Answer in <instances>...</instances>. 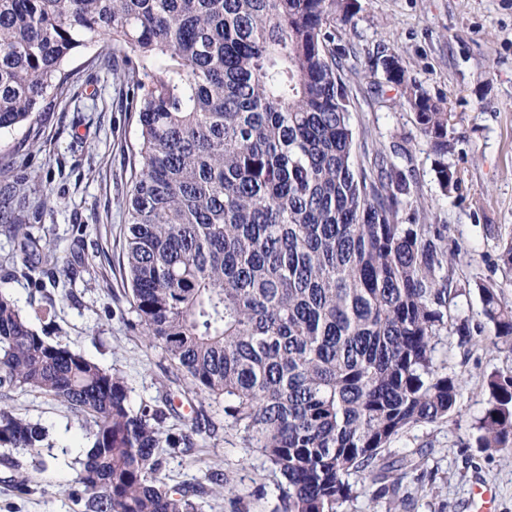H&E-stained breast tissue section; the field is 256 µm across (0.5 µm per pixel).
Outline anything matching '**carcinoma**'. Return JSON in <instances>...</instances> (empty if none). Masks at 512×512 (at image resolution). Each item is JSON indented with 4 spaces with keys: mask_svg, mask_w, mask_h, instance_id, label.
<instances>
[{
    "mask_svg": "<svg viewBox=\"0 0 512 512\" xmlns=\"http://www.w3.org/2000/svg\"><path fill=\"white\" fill-rule=\"evenodd\" d=\"M351 17L346 0H0V133L64 90L77 49L112 44L139 127L122 202L132 328L279 471L285 512H336L352 473L406 467L384 461L387 444L458 402L435 360L455 252L436 225L401 222L413 201L392 157L355 161L347 81L360 70L336 44ZM378 70L433 150L452 151L444 101L393 54ZM436 177L458 183L444 162ZM5 231L24 261L54 262L26 225ZM481 292L491 344L512 348V305ZM487 387L479 444L512 458V376ZM12 392L85 418L83 512H203V489L158 477L164 449L193 447L198 418L170 432V398L133 407L120 371L48 341L0 293V403ZM45 438L0 408V448L39 456Z\"/></svg>",
    "mask_w": 512,
    "mask_h": 512,
    "instance_id": "carcinoma-1",
    "label": "carcinoma"
}]
</instances>
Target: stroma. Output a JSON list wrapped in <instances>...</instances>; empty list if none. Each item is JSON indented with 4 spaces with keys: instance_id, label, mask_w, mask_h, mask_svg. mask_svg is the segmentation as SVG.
<instances>
[{
    "instance_id": "35a3bbf8",
    "label": "stroma",
    "mask_w": 512,
    "mask_h": 512,
    "mask_svg": "<svg viewBox=\"0 0 512 512\" xmlns=\"http://www.w3.org/2000/svg\"><path fill=\"white\" fill-rule=\"evenodd\" d=\"M340 36L364 61L380 51L396 54L411 79L444 100L461 139L447 159L460 181L445 192L401 89L380 74L350 80L357 160L405 147L418 207L460 253L449 334L435 350L457 379L459 397L448 417L406 429L385 448L386 459L410 462L388 478V493L366 473L352 474L355 494L338 512H472L481 485L495 491L497 512H512V460L478 443L487 379L512 375V350L486 342L493 327L479 291L495 286L512 304V273L499 259L501 239L512 236V0H357ZM111 57L97 44L78 49L66 66L64 93L46 97L34 126L0 133V213L29 225L57 258L28 271L16 241L0 231V291L30 313L41 335L120 370L132 405L165 395L183 402L186 379L132 327L121 203L131 189L137 125L132 90ZM374 81L380 92L371 90ZM9 406L47 428L48 466L36 468L22 448L0 459V512H82L68 487L79 449L91 446L84 417L36 392L12 395ZM206 414L213 431L197 436L188 453L167 457L161 479L203 487L204 512H284L280 474L243 447L223 412L210 407ZM215 473L230 479L232 494L214 496Z\"/></svg>"
}]
</instances>
